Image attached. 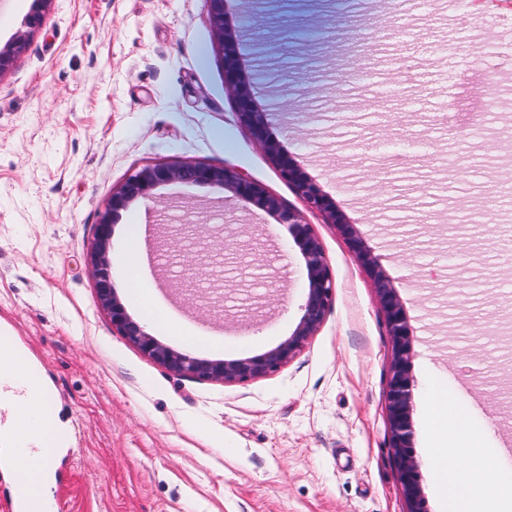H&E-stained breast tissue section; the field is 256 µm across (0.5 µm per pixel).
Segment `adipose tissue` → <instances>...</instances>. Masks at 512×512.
<instances>
[{
  "instance_id": "ef3b65f1",
  "label": "adipose tissue",
  "mask_w": 512,
  "mask_h": 512,
  "mask_svg": "<svg viewBox=\"0 0 512 512\" xmlns=\"http://www.w3.org/2000/svg\"><path fill=\"white\" fill-rule=\"evenodd\" d=\"M126 248L115 257L114 265L129 288L132 299L157 328L167 331L175 320L160 310L153 293L144 283L140 259V229L127 225ZM0 368L8 369L14 383L25 390L24 398L10 407L12 419L9 431L13 441L0 449L11 467L14 483L21 485L34 497L37 508H44L50 499L48 481L36 480L37 472L45 470L48 462V439H61L63 427L49 420L44 413L48 390L31 370L19 364L12 353L0 351ZM431 406L426 415L427 426L434 438L432 457L435 482L449 500L450 512H496L495 508L477 503L472 493L473 478L458 463V448L470 442L474 433L459 420L448 417V390L436 384L430 390Z\"/></svg>"
}]
</instances>
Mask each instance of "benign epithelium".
Returning <instances> with one entry per match:
<instances>
[{
    "label": "benign epithelium",
    "instance_id": "1",
    "mask_svg": "<svg viewBox=\"0 0 512 512\" xmlns=\"http://www.w3.org/2000/svg\"><path fill=\"white\" fill-rule=\"evenodd\" d=\"M51 0H34L26 20L29 30L44 23V9ZM215 38L224 49V87L235 98L237 121L247 128L253 139L276 164L281 178L309 209L321 214L329 224H338L348 241L372 274L379 305L384 313L393 343V364L387 382L388 447L391 448L398 480L409 504L408 512H426V501L420 487V471L413 449L411 402L413 379L411 330L406 308L397 288L366 249L353 225L344 221L335 204L310 181L296 161L286 153L269 132L270 113L256 108L252 85L242 73L237 49L236 30L224 25L226 0H206ZM26 34L0 45V74L9 70L16 56L25 48ZM217 186L228 192L227 201L242 202L276 218L291 232L304 260L308 292L302 315L290 336L267 352L234 360H206L180 352L160 342L144 325L126 310L111 284L109 249L112 227L119 213L138 200L152 199V191L166 183ZM96 272V292L101 306L108 312L121 336L143 355L169 370L188 378L214 379L226 383H246L269 375L289 362L324 322L335 296V279L313 226L296 210L287 206L264 185L235 168L184 162L179 165L155 164L131 174L125 183L112 191L105 212L97 225L96 244L92 255Z\"/></svg>",
    "mask_w": 512,
    "mask_h": 512
}]
</instances>
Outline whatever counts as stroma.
Listing matches in <instances>:
<instances>
[{"instance_id":"35a3bbf8","label":"stroma","mask_w":512,"mask_h":512,"mask_svg":"<svg viewBox=\"0 0 512 512\" xmlns=\"http://www.w3.org/2000/svg\"><path fill=\"white\" fill-rule=\"evenodd\" d=\"M227 0L229 25L270 132L354 224L391 277L412 333L415 456L428 512H443L425 449L428 383L476 439L461 456L512 472V78L476 68L511 38L512 0ZM384 30L370 75L336 93L303 30L344 40ZM297 53L287 76L257 79L261 40ZM472 66L470 90L494 98L482 132L455 140L436 115ZM425 150L391 160L382 144ZM228 165L312 224L335 298L308 345L244 384L178 376L113 329L90 263L111 190L148 165ZM141 228L143 271L161 309L207 339L208 360L262 354L294 330L307 293L287 225L211 186L169 183L119 218ZM235 281L230 317L200 293ZM50 387L67 429L51 469L61 512H407L387 446L392 342L373 281L340 230L309 209L235 117L205 0H51L12 69L0 75V346Z\"/></svg>"}]
</instances>
